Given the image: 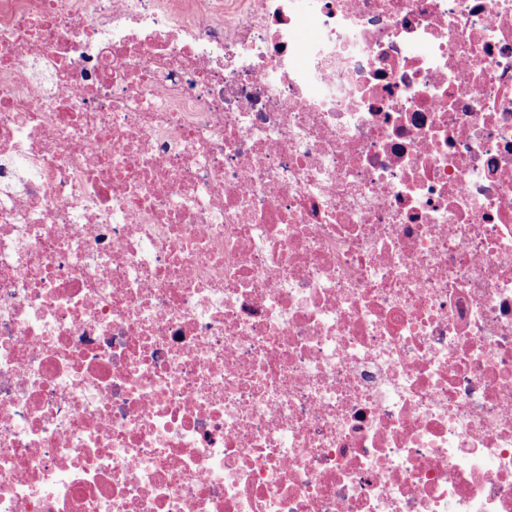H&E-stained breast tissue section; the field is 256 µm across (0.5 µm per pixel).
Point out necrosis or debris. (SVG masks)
<instances>
[{"label": "necrosis or debris", "instance_id": "obj_1", "mask_svg": "<svg viewBox=\"0 0 512 512\" xmlns=\"http://www.w3.org/2000/svg\"><path fill=\"white\" fill-rule=\"evenodd\" d=\"M0 512H512V0H0Z\"/></svg>", "mask_w": 512, "mask_h": 512}]
</instances>
